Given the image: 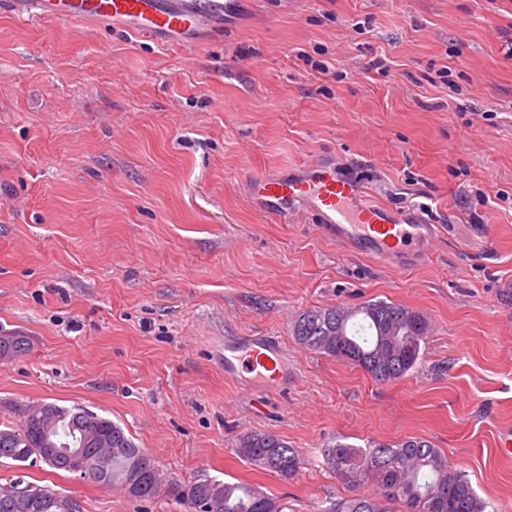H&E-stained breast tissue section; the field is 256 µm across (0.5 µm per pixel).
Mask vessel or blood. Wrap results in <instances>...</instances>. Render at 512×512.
I'll return each instance as SVG.
<instances>
[{
  "mask_svg": "<svg viewBox=\"0 0 512 512\" xmlns=\"http://www.w3.org/2000/svg\"><path fill=\"white\" fill-rule=\"evenodd\" d=\"M11 5L22 18L109 20L183 45L199 28L231 13L236 0H11ZM249 195L254 209L263 214L285 217L302 207L355 250L398 267L409 257V245L424 246L436 232L435 225L417 223L412 214L361 204L357 185L339 178L332 164L314 163L257 179ZM224 374L261 393L287 385L288 359L272 337L242 336L224 344Z\"/></svg>",
  "mask_w": 512,
  "mask_h": 512,
  "instance_id": "vessel-or-blood-1",
  "label": "vessel or blood"
}]
</instances>
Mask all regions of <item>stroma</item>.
Segmentation results:
<instances>
[{"mask_svg":"<svg viewBox=\"0 0 512 512\" xmlns=\"http://www.w3.org/2000/svg\"><path fill=\"white\" fill-rule=\"evenodd\" d=\"M331 158L364 203L438 226L424 260L397 269L302 209H253V177ZM372 299L430 321L401 380L296 343L302 310ZM0 336L28 341L0 358V427L80 405L167 476L246 480L284 512L347 496L334 438L420 437L512 512V0H239L183 46L0 0ZM230 336L277 339L287 390L226 379ZM251 430L298 448L293 479L235 455ZM18 478L84 512H184L0 466Z\"/></svg>","mask_w":512,"mask_h":512,"instance_id":"obj_1","label":"stroma"}]
</instances>
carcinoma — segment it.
Returning <instances> with one entry per match:
<instances>
[{
    "mask_svg": "<svg viewBox=\"0 0 512 512\" xmlns=\"http://www.w3.org/2000/svg\"><path fill=\"white\" fill-rule=\"evenodd\" d=\"M303 348L360 368L380 384L404 378L421 364L429 323L419 311L383 299L310 308L293 321ZM50 413L22 417L17 427L0 428V462L25 463L43 457L50 443L82 449L96 483L125 489L134 461L145 456L112 420L84 407L48 404ZM235 452L250 465L290 480L301 468L297 449L277 435L241 434ZM324 464L354 495L328 512H489L467 474L429 441H371L366 447L341 440L322 450ZM370 493H357L365 486ZM167 496L189 512H282L277 498L245 482L202 475L185 484L170 480ZM0 512H83L81 502L49 486L14 482L0 486Z\"/></svg>",
    "mask_w": 512,
    "mask_h": 512,
    "instance_id": "carcinoma-1",
    "label": "carcinoma"
}]
</instances>
